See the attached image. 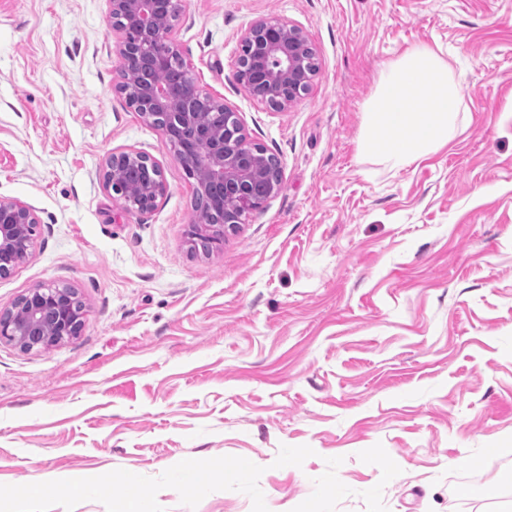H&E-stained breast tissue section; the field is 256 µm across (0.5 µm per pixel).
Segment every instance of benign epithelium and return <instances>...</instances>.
Returning a JSON list of instances; mask_svg holds the SVG:
<instances>
[{
	"instance_id": "1",
	"label": "benign epithelium",
	"mask_w": 512,
	"mask_h": 512,
	"mask_svg": "<svg viewBox=\"0 0 512 512\" xmlns=\"http://www.w3.org/2000/svg\"><path fill=\"white\" fill-rule=\"evenodd\" d=\"M172 0H112V11L132 17L143 34L153 43V53L145 55L121 33L119 54L123 60V78L141 77L138 101L134 106L147 121L160 124L167 137L176 129L191 128L194 136L178 158L188 176L195 180V193H207L224 202L234 200V207L221 212L217 219L196 213L189 237L201 236L208 245L221 244L224 234L241 223L242 216L267 202L280 189L281 180L274 177L261 192L256 180L264 173L267 158L262 148L251 142L243 122L223 101L209 95L192 79L184 83L161 84L150 78L152 71L165 66L168 58L178 53L169 21ZM311 46L297 28L277 19L254 21L240 40L235 79L252 97L266 106L286 110L312 85L316 73L308 71L306 52ZM220 108L234 125L224 137L211 133L204 122V109ZM149 166L156 178L146 185L128 189V194L141 214L151 212L157 198L166 191L159 165L148 155L127 150L110 155L104 163L106 188H118L130 164ZM38 219L34 211L17 201L0 199V275H7L24 263L31 254L33 234ZM76 300L68 288L31 289L15 307H26L24 316L15 311L0 313V340L22 345V336H45V346L55 345L79 335L83 310L69 312Z\"/></svg>"
}]
</instances>
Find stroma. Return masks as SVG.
Wrapping results in <instances>:
<instances>
[{"label": "stroma", "mask_w": 512, "mask_h": 512, "mask_svg": "<svg viewBox=\"0 0 512 512\" xmlns=\"http://www.w3.org/2000/svg\"><path fill=\"white\" fill-rule=\"evenodd\" d=\"M177 2L191 77L282 169L207 254L193 179L118 90L112 0H0V198L38 219L0 312L39 286L84 308L74 338L0 343V493L29 512H512V0ZM271 17L319 62L285 111L235 80ZM417 45L462 85V133L397 171L360 153L363 113ZM127 149L162 169L150 213L104 185Z\"/></svg>", "instance_id": "obj_1"}]
</instances>
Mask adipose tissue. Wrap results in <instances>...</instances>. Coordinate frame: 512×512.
<instances>
[{
	"instance_id": "adipose-tissue-1",
	"label": "adipose tissue",
	"mask_w": 512,
	"mask_h": 512,
	"mask_svg": "<svg viewBox=\"0 0 512 512\" xmlns=\"http://www.w3.org/2000/svg\"><path fill=\"white\" fill-rule=\"evenodd\" d=\"M464 92L433 48L414 47L384 71L364 117L360 150L399 170L460 134Z\"/></svg>"
}]
</instances>
